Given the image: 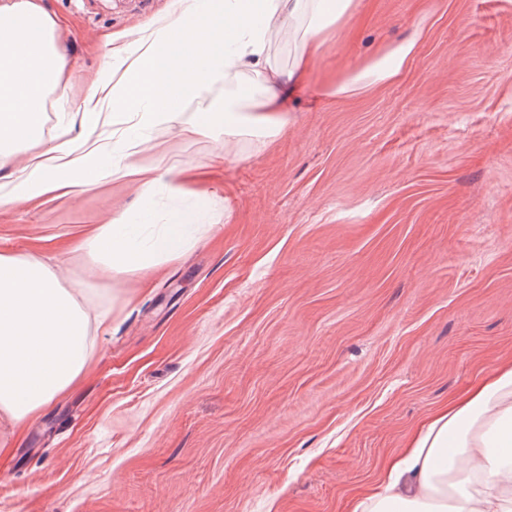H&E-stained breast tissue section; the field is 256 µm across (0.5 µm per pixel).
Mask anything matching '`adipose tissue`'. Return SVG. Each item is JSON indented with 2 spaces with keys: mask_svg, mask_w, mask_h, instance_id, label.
Wrapping results in <instances>:
<instances>
[{
  "mask_svg": "<svg viewBox=\"0 0 512 512\" xmlns=\"http://www.w3.org/2000/svg\"><path fill=\"white\" fill-rule=\"evenodd\" d=\"M363 0H176L174 9L133 40L117 44L84 98L71 107L81 134L31 157L0 193V209L118 174L150 189L157 172L184 193L174 163L146 165L148 134L177 128L189 135L224 130V149L243 140L264 147L288 124L306 93L301 80L330 38L339 36ZM54 22L38 0H0V158L39 138L45 92L62 77ZM288 33L294 51L280 66L275 43ZM415 39L389 46L323 89L337 99L396 81ZM224 89V114L185 115ZM129 120L120 149L106 155L98 132ZM203 230L193 215L172 211L147 240L113 216L78 248L108 281L158 269L192 247ZM113 302L95 286L75 291L36 255L0 253V416L21 425L77 380L94 353L95 332L109 328ZM349 512H512V361L449 400L420 423L377 488Z\"/></svg>",
  "mask_w": 512,
  "mask_h": 512,
  "instance_id": "obj_1",
  "label": "adipose tissue"
}]
</instances>
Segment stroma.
<instances>
[{"mask_svg": "<svg viewBox=\"0 0 512 512\" xmlns=\"http://www.w3.org/2000/svg\"><path fill=\"white\" fill-rule=\"evenodd\" d=\"M175 0H42L65 75L42 147L109 54ZM308 80L395 42L401 77L301 105L218 157L162 129L189 193L128 179L0 209V250L99 274L74 243L113 213L208 232L116 286L83 374L24 425L0 419V512H346L407 433L512 358V0H363ZM225 222H218L221 212Z\"/></svg>", "mask_w": 512, "mask_h": 512, "instance_id": "1", "label": "stroma"}]
</instances>
